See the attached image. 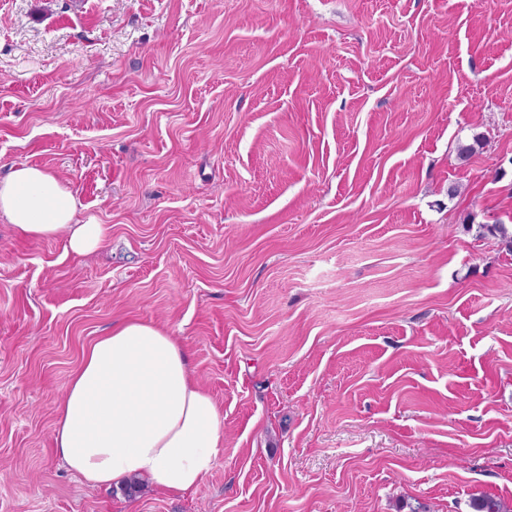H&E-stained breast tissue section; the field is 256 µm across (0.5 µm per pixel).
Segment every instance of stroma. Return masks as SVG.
I'll use <instances>...</instances> for the list:
<instances>
[{"instance_id": "35a3bbf8", "label": "stroma", "mask_w": 512, "mask_h": 512, "mask_svg": "<svg viewBox=\"0 0 512 512\" xmlns=\"http://www.w3.org/2000/svg\"><path fill=\"white\" fill-rule=\"evenodd\" d=\"M14 165L110 237L0 223V512H512V0H0ZM126 319L223 416L179 494L53 451Z\"/></svg>"}]
</instances>
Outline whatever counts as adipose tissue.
Returning <instances> with one entry per match:
<instances>
[{
  "instance_id": "1",
  "label": "adipose tissue",
  "mask_w": 512,
  "mask_h": 512,
  "mask_svg": "<svg viewBox=\"0 0 512 512\" xmlns=\"http://www.w3.org/2000/svg\"><path fill=\"white\" fill-rule=\"evenodd\" d=\"M73 191L44 169L0 178V221L23 237L65 235L72 252L100 248L109 228L79 220ZM54 451L95 487L133 478L167 493L196 487L224 446L221 412L197 382L185 347L163 328L124 320L83 352L57 410Z\"/></svg>"
}]
</instances>
